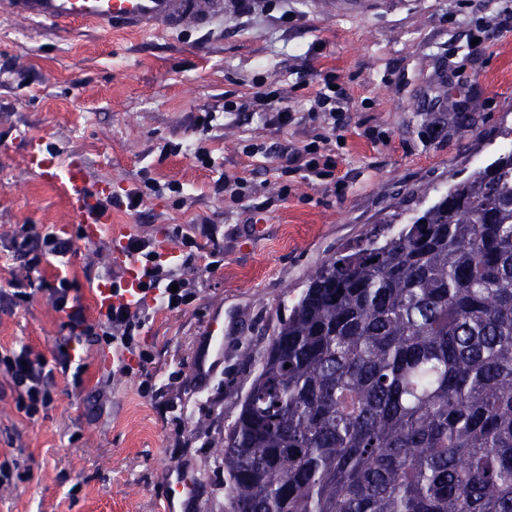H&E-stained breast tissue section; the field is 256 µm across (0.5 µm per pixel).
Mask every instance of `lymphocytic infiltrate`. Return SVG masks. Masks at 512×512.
<instances>
[{"label":"lymphocytic infiltrate","mask_w":512,"mask_h":512,"mask_svg":"<svg viewBox=\"0 0 512 512\" xmlns=\"http://www.w3.org/2000/svg\"><path fill=\"white\" fill-rule=\"evenodd\" d=\"M334 75H324L317 90L309 97L310 113H319L330 127L341 124V114L347 105V97L334 88ZM281 173H302L304 178L324 179L334 169L331 155L325 154L319 140H312L300 148H283L278 152ZM215 225L205 222L192 225L190 229H177L175 243L184 263H192L203 255L210 263L221 264L224 254L216 249ZM14 260L25 269L21 278L8 281L0 289V304L14 307L28 305L36 295H45L51 307L64 313L71 337L90 336L103 346L119 344L139 359H148L149 354L141 350L137 337L149 319L148 302H156L163 309L182 310L196 296V281L174 266L159 260L156 241L144 235L127 238L125 250L141 267V296L143 301L136 306L122 304L112 307L104 320L90 323L84 307L76 294L74 280L65 276L47 281L44 273L48 267L71 252L73 241L61 238L53 229H35L24 224L14 229L0 242ZM0 375L5 376L12 388L16 410L26 418L46 414L57 383L52 368L40 354L31 348L0 350Z\"/></svg>","instance_id":"1"}]
</instances>
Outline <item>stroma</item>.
<instances>
[{
    "instance_id": "1",
    "label": "stroma",
    "mask_w": 512,
    "mask_h": 512,
    "mask_svg": "<svg viewBox=\"0 0 512 512\" xmlns=\"http://www.w3.org/2000/svg\"><path fill=\"white\" fill-rule=\"evenodd\" d=\"M290 10L295 19L279 20ZM512 0H281L270 14L228 18L210 29L143 38L92 27L57 29L0 14V239L21 224L64 236L75 226L60 191L27 167V144L85 160L92 181L120 194L152 177L184 185L183 204L165 196L140 213L113 211L130 232L173 241L194 219L216 224L224 265L205 272L180 312H152L140 342L153 360L72 342L84 384L58 378L47 416L21 417L0 377V451L14 454L25 481L0 490V512H164L173 470L193 476L185 512H230L221 463L224 436L274 330L309 277L332 258L391 235L392 213L410 217L418 197L449 185L512 145V28L495 30ZM490 26L480 47L469 29ZM320 54H309L312 43ZM335 72L348 97L332 178L277 176L276 150L330 136L308 114L322 74ZM278 83L296 114L284 129L260 114L225 112L250 97L258 79ZM222 114L211 131L190 115ZM205 140L213 169L165 143ZM266 146L246 157L243 141ZM239 179L245 197L215 193L218 176ZM109 252L76 243L63 266L79 289L100 280ZM224 318L221 344L208 327ZM69 330L44 296L0 310V347L29 346L53 360ZM164 387L159 417L146 378Z\"/></svg>"
}]
</instances>
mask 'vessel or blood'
Wrapping results in <instances>:
<instances>
[{"instance_id": "1", "label": "vessel or blood", "mask_w": 512, "mask_h": 512, "mask_svg": "<svg viewBox=\"0 0 512 512\" xmlns=\"http://www.w3.org/2000/svg\"><path fill=\"white\" fill-rule=\"evenodd\" d=\"M260 5L261 0H0V13L60 28L79 24L112 35L149 37L209 27ZM27 154L30 170L62 191L74 223L82 227L83 242L94 243L106 235L114 243L110 259L123 270L120 288L112 290L103 280L91 284L97 314L106 315L114 305L138 303L140 266L123 248L126 227L113 223L111 211L99 206L111 193L110 183H91L84 162L61 158L38 141H31Z\"/></svg>"}]
</instances>
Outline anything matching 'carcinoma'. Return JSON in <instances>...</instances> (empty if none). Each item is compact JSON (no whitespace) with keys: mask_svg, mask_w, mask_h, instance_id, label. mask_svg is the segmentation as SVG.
Masks as SVG:
<instances>
[{"mask_svg":"<svg viewBox=\"0 0 512 512\" xmlns=\"http://www.w3.org/2000/svg\"><path fill=\"white\" fill-rule=\"evenodd\" d=\"M223 460L231 512H512V147L314 272Z\"/></svg>","mask_w":512,"mask_h":512,"instance_id":"obj_1","label":"carcinoma"}]
</instances>
